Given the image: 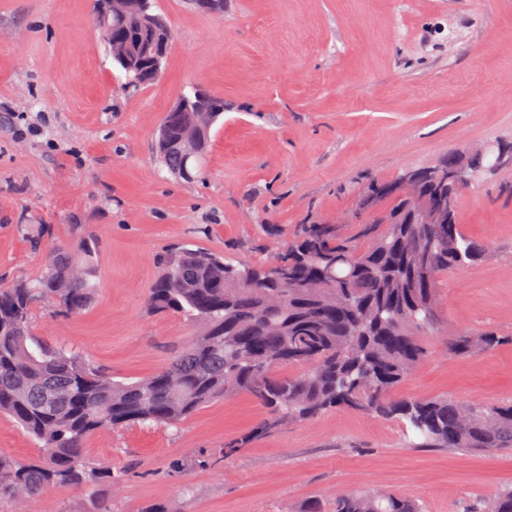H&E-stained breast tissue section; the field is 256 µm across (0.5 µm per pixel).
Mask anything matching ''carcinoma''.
<instances>
[{
	"label": "carcinoma",
	"mask_w": 512,
	"mask_h": 512,
	"mask_svg": "<svg viewBox=\"0 0 512 512\" xmlns=\"http://www.w3.org/2000/svg\"><path fill=\"white\" fill-rule=\"evenodd\" d=\"M108 47L144 45L142 15L129 12L98 27ZM196 112H166L156 153L163 165L203 173L210 146L204 135L187 157L166 148L194 130ZM387 224L358 223L346 232L316 221L299 226L288 249L270 264H235L204 249L175 248L161 260L148 308L195 324L186 348L149 377L114 381L63 348L35 341L39 308L62 315L87 309L96 293L95 249L82 237L60 250L36 278L0 287V415L42 444L47 459L0 454V502L87 483L122 481L95 466L84 445L95 432L133 423L176 427L209 403L239 393L268 410L257 431L348 408L402 421L422 448H512V402L467 404L448 396L412 399L393 391L426 354L421 336L438 320L441 272L472 267L487 246L460 224H411L412 205L377 197ZM288 271L281 280L273 268ZM492 332L448 334V354L493 350ZM279 367L299 372L278 375ZM332 512H420L392 491L336 497ZM487 512H512V488L499 491Z\"/></svg>",
	"instance_id": "carcinoma-1"
}]
</instances>
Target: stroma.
I'll return each mask as SVG.
<instances>
[{
  "label": "stroma",
  "instance_id": "35a3bbf8",
  "mask_svg": "<svg viewBox=\"0 0 512 512\" xmlns=\"http://www.w3.org/2000/svg\"><path fill=\"white\" fill-rule=\"evenodd\" d=\"M155 2L171 50L159 79L133 88L93 0H0V286L37 275L83 225L96 246L95 300L67 318L38 310L34 334L114 380L150 376L196 334L146 309L168 248L267 263L297 224L353 217L370 179L512 143V0H224L220 15ZM193 86L223 98L224 114L203 179L187 183L153 143L163 113ZM457 216L489 254L439 275L440 330L424 336L428 354L395 394L512 400V167L465 190ZM448 328L504 342L453 357ZM266 413L241 393L176 430L98 431L84 453L124 471L123 483L51 489L23 508L305 512L382 489L423 512H478L512 487V449L419 448L400 421L347 408L255 435ZM206 454L212 462L199 465Z\"/></svg>",
  "mask_w": 512,
  "mask_h": 512
}]
</instances>
